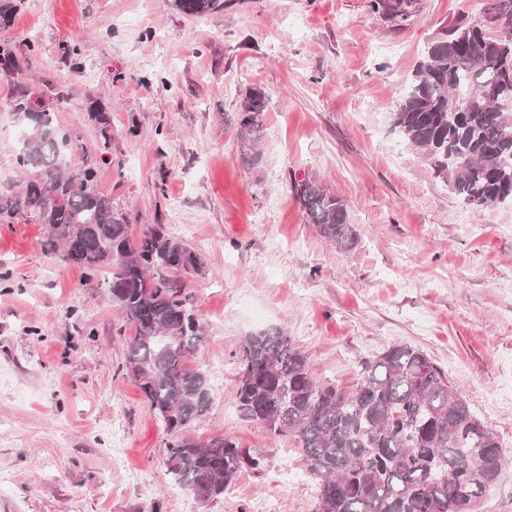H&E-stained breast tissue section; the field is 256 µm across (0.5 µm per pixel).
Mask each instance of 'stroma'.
Masks as SVG:
<instances>
[{"label": "stroma", "mask_w": 512, "mask_h": 512, "mask_svg": "<svg viewBox=\"0 0 512 512\" xmlns=\"http://www.w3.org/2000/svg\"><path fill=\"white\" fill-rule=\"evenodd\" d=\"M369 2L219 0L187 16L173 0H22L0 30L30 87H67L55 116L71 167L99 158L88 113L109 112L114 162L98 186L131 238L163 224L204 261L186 291L206 340L187 364L214 399L186 437L265 455L209 502L172 482V436L124 367L134 327L99 281L45 252L43 225L18 218L0 224V512H314L296 439L237 411L234 351L278 329L342 387L391 345L421 350L505 452L483 512H512V207L463 203L392 128L424 47L486 0H407L402 18ZM12 86L0 75L2 191L23 182ZM252 88L266 95L256 158L239 137ZM305 179L344 201L353 250L309 223Z\"/></svg>", "instance_id": "stroma-1"}]
</instances>
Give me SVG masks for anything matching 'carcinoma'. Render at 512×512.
Returning a JSON list of instances; mask_svg holds the SVG:
<instances>
[{"label":"carcinoma","instance_id":"obj_1","mask_svg":"<svg viewBox=\"0 0 512 512\" xmlns=\"http://www.w3.org/2000/svg\"><path fill=\"white\" fill-rule=\"evenodd\" d=\"M186 15H203L218 0H175ZM512 0H488L476 27L445 30L429 41L407 77L393 117L405 143L466 204L498 206L512 200V29L496 15ZM0 72L22 74L12 43L0 41ZM500 92L494 101L481 94ZM30 86L18 81L11 111L25 130L15 155L26 180L16 192L0 191V222L30 217L44 226L45 250H66L70 263L103 284L135 327L125 369L168 432L167 472L177 483L212 500L242 471L260 472L264 454L228 436L206 442L182 436L212 403L204 373L186 357L206 337L183 294V278L201 273L202 258L170 237L162 224L137 240L110 196L97 188L99 169H69L70 132L55 112H32ZM472 97L464 112L448 111V97ZM265 96L245 95L240 127L258 134ZM89 119L102 140L101 162L112 145L108 112ZM309 223L347 251L357 243L344 202L314 181L298 184ZM236 403L241 416L262 423L275 437L292 435L309 473L318 481L315 512H460L480 503L501 474L500 442L454 390L448 376L423 352L393 345L363 364L351 388L318 380L308 357L279 329L239 343Z\"/></svg>","mask_w":512,"mask_h":512}]
</instances>
